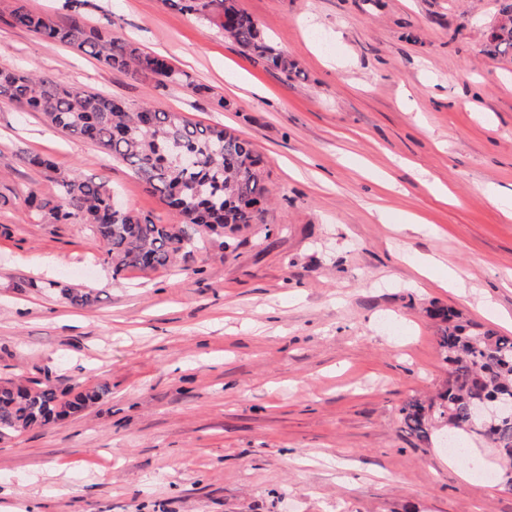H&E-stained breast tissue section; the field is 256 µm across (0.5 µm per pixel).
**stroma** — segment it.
Returning <instances> with one entry per match:
<instances>
[{"instance_id": "obj_1", "label": "stroma", "mask_w": 512, "mask_h": 512, "mask_svg": "<svg viewBox=\"0 0 512 512\" xmlns=\"http://www.w3.org/2000/svg\"><path fill=\"white\" fill-rule=\"evenodd\" d=\"M21 4L57 23L110 14L186 78L46 42L13 26ZM239 4L299 77L163 0H0V68L224 125L263 155L273 198L232 247L189 257L194 275L113 276L88 226L15 209L55 192L26 156L172 215L126 165L0 100V378L110 388L0 441V512H512L493 449L415 445L398 414L446 376L432 306L512 336V56L486 51L499 0ZM73 284L98 302L72 307Z\"/></svg>"}]
</instances>
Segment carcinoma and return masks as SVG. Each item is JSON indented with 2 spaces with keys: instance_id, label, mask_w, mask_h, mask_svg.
Wrapping results in <instances>:
<instances>
[{
  "instance_id": "cac0c4a2",
  "label": "carcinoma",
  "mask_w": 512,
  "mask_h": 512,
  "mask_svg": "<svg viewBox=\"0 0 512 512\" xmlns=\"http://www.w3.org/2000/svg\"><path fill=\"white\" fill-rule=\"evenodd\" d=\"M164 4L219 23L224 35L267 68L290 75L298 65L278 50L238 0H163ZM502 24L491 32L487 52L512 55V0H500ZM16 25L53 43L69 46L133 78L150 76L164 84L175 75L164 56L116 36L112 20L96 26L74 17L57 24L20 5ZM0 99L40 113L53 128L90 142L112 160L125 164L177 218L158 224L132 211L112 210V187L100 177L60 171L42 155L25 158L28 166L54 174L55 197L30 190L19 206L50 224H86L99 240L105 260L118 277L128 269L143 272L175 267L177 260L210 243L227 248L224 232L236 235L265 223L270 191L262 157L250 140L217 125H200L181 112H165L143 103L125 102L90 91L59 77L28 68L0 69ZM80 308L98 301L93 291L62 289ZM435 341L446 365V377L435 398L404 400L402 424L415 441L432 443L441 429L453 436L485 441L505 463L502 486L512 491V418L485 426L475 424V404L498 400L512 408V336L436 307ZM109 393V386L75 384L59 389L49 379H7L0 383V441L78 413Z\"/></svg>"
}]
</instances>
